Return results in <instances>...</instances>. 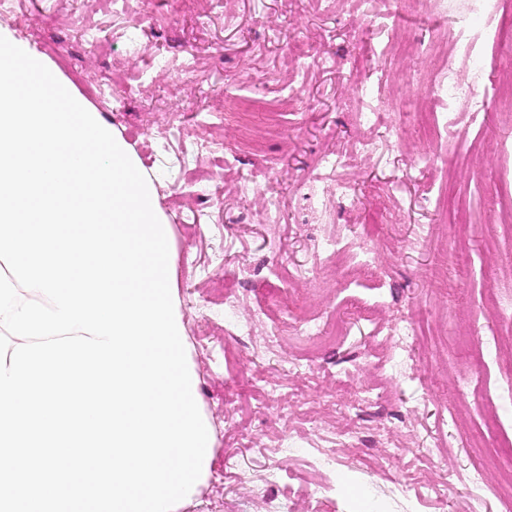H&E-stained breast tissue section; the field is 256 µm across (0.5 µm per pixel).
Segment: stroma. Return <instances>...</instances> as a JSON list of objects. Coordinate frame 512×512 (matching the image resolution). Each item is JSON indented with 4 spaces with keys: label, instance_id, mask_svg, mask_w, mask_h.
I'll list each match as a JSON object with an SVG mask.
<instances>
[{
    "label": "stroma",
    "instance_id": "35a3bbf8",
    "mask_svg": "<svg viewBox=\"0 0 512 512\" xmlns=\"http://www.w3.org/2000/svg\"><path fill=\"white\" fill-rule=\"evenodd\" d=\"M196 8L154 0L139 40L162 71L143 91L134 88L132 20L107 0H16V16L0 17V30L132 146L173 226L185 349L215 435L207 484L180 512H307L315 491L334 498L335 512H468L463 478L475 469L483 512H503L496 488L512 468V395L502 390L512 378V319L497 314L491 293L512 287V223L501 209L512 193V151L503 147L512 118L498 94L512 79V54L490 53L477 83L472 63L456 61V79L476 83L488 109L436 147L418 125L428 105L412 88L442 64L440 53L421 55L446 25L431 0H374L370 11L335 0H212L203 24ZM25 15L40 18L39 34ZM395 26L405 40L380 63ZM95 34L106 49L90 61L85 40ZM186 60L205 73L197 86L181 87L165 69ZM85 66L111 80L114 100L81 81ZM283 87L302 110L256 116L247 137L225 122L227 97L274 100ZM176 102L183 124L163 150L153 134ZM381 102L394 105L388 124L360 127L359 113ZM362 137L382 150L343 171L358 203L327 198L334 221L322 223L298 186L321 156ZM200 139L227 150L197 156ZM253 177L259 194L241 197L239 183ZM445 180L454 195L443 220L427 199ZM348 225L378 245L382 273L368 277L322 254L321 241ZM276 263L285 273L315 269L316 278L285 294L273 342L258 315ZM407 310L415 336L405 353L385 336ZM303 315L328 323L321 344L298 336ZM250 319L253 333L238 335L233 322ZM297 358L311 376L284 371ZM340 429L353 432V445L323 465L320 451L336 449ZM291 435L299 447L279 449Z\"/></svg>",
    "mask_w": 512,
    "mask_h": 512
}]
</instances>
